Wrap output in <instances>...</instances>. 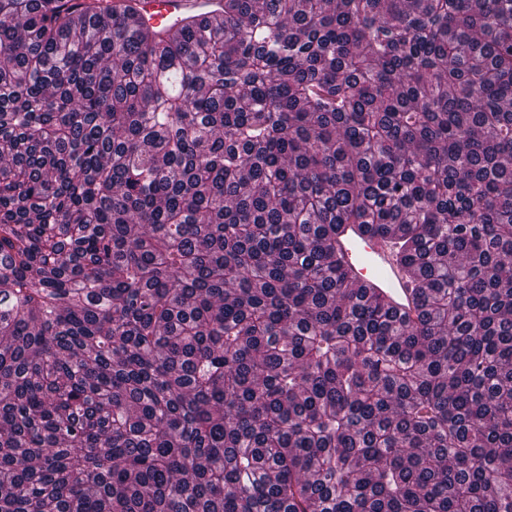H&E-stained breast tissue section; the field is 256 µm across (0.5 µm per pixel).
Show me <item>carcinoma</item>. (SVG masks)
I'll use <instances>...</instances> for the list:
<instances>
[{
	"mask_svg": "<svg viewBox=\"0 0 512 512\" xmlns=\"http://www.w3.org/2000/svg\"><path fill=\"white\" fill-rule=\"evenodd\" d=\"M222 2L0 0V512H512V0ZM116 6L133 7L150 26L166 28L199 11L207 12L211 22L224 19V12L217 9L221 0H114ZM123 1V2H120ZM212 10V11H210ZM210 11V12H208ZM336 238V258L349 270L353 285L369 284L389 299L399 315L409 311L412 292L405 274L396 262L391 237L374 235L363 224H343Z\"/></svg>",
	"mask_w": 512,
	"mask_h": 512,
	"instance_id": "carcinoma-1",
	"label": "carcinoma"
}]
</instances>
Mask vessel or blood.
Wrapping results in <instances>:
<instances>
[{"mask_svg": "<svg viewBox=\"0 0 512 512\" xmlns=\"http://www.w3.org/2000/svg\"><path fill=\"white\" fill-rule=\"evenodd\" d=\"M150 26L164 28L197 12L210 21L222 19L220 0H123ZM336 256L349 270L354 286L370 285L405 313L412 299L410 285L396 262L391 239L373 234L360 224L344 225L336 238Z\"/></svg>", "mask_w": 512, "mask_h": 512, "instance_id": "1", "label": "vessel or blood"}]
</instances>
